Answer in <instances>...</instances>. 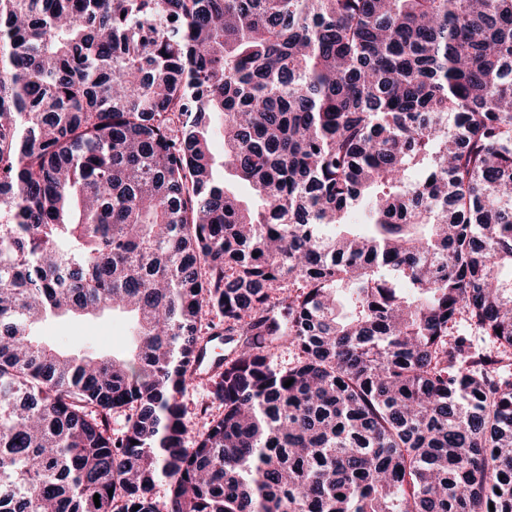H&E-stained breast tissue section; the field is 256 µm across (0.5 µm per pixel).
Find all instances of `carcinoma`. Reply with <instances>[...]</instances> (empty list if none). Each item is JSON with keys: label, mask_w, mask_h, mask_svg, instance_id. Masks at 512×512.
I'll return each mask as SVG.
<instances>
[{"label": "carcinoma", "mask_w": 512, "mask_h": 512, "mask_svg": "<svg viewBox=\"0 0 512 512\" xmlns=\"http://www.w3.org/2000/svg\"><path fill=\"white\" fill-rule=\"evenodd\" d=\"M505 266L512 0H0V512H512ZM42 334L61 350L95 355L124 349L130 338V327L120 315H97L81 320L60 317L46 323ZM211 380H193L192 384L188 387L185 396L184 403L187 407V423L188 428L192 434H195L203 429L205 419L198 415V410L206 405L213 406L214 413H217V404H212L211 396Z\"/></svg>", "instance_id": "cac0c4a2"}]
</instances>
